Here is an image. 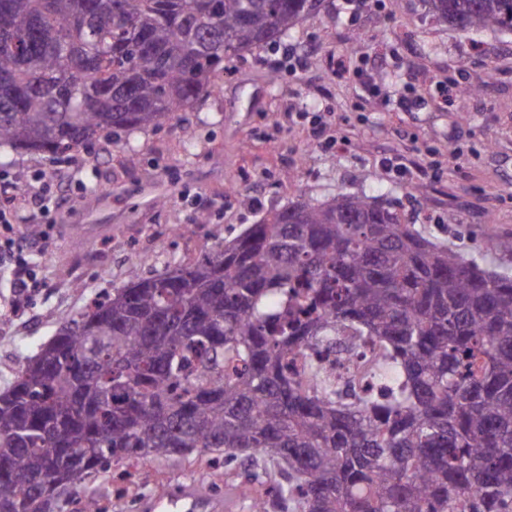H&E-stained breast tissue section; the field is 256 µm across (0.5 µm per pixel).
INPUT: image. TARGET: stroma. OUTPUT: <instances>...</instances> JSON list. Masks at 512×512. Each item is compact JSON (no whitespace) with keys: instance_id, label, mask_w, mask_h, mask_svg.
I'll use <instances>...</instances> for the list:
<instances>
[{"instance_id":"35a3bbf8","label":"stroma","mask_w":512,"mask_h":512,"mask_svg":"<svg viewBox=\"0 0 512 512\" xmlns=\"http://www.w3.org/2000/svg\"><path fill=\"white\" fill-rule=\"evenodd\" d=\"M356 42L363 53L387 49L381 91L398 83L425 95V108L392 112L359 80H337L336 57L362 66ZM302 55L303 73L292 74ZM447 73L479 94L455 93L444 104L433 79ZM319 119L342 144L317 147ZM452 146L460 160L449 161ZM79 154L84 163L73 168L38 153L0 150V181L21 187L52 168L70 187L65 203L39 221L41 247L0 257V391L96 294L131 273L151 275L167 262L193 260L191 243L169 247L170 224L211 243L236 237L301 196L324 201L365 193L479 264L512 273V256L491 250L492 237L512 236V33L465 34L432 22L424 0H324L280 46L230 61L221 93L204 96L167 125L121 131ZM394 155L404 157L407 176L384 167ZM425 160L439 162L436 176L420 172ZM232 184L238 192L227 193ZM202 212L208 223H198ZM146 254L152 264H142ZM20 259L33 279L18 297L11 270ZM245 470L239 462L214 469L191 458L177 465L143 459L131 469L130 494H118L105 477L85 491L108 512H141L159 485L172 490L195 482L220 497L243 481Z\"/></svg>"}]
</instances>
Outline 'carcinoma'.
<instances>
[{
  "label": "carcinoma",
  "mask_w": 512,
  "mask_h": 512,
  "mask_svg": "<svg viewBox=\"0 0 512 512\" xmlns=\"http://www.w3.org/2000/svg\"><path fill=\"white\" fill-rule=\"evenodd\" d=\"M321 4L0 0V148L161 127ZM428 4L512 31V0ZM191 455L266 460L237 486L253 512H512V275L367 195L302 197L132 274L0 392V512H105L86 480Z\"/></svg>",
  "instance_id": "cac0c4a2"
}]
</instances>
